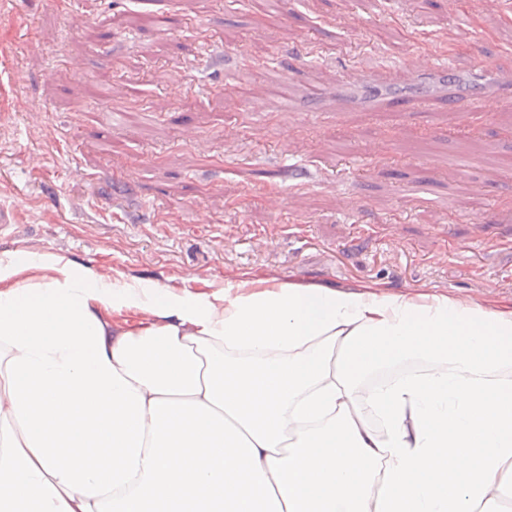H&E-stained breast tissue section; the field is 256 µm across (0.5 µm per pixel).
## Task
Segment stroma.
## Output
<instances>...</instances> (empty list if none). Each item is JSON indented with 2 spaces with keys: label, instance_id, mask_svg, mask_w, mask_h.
I'll return each instance as SVG.
<instances>
[{
  "label": "stroma",
  "instance_id": "obj_1",
  "mask_svg": "<svg viewBox=\"0 0 512 512\" xmlns=\"http://www.w3.org/2000/svg\"><path fill=\"white\" fill-rule=\"evenodd\" d=\"M289 9L0 0V261L59 256L127 287L211 293L249 273L511 308L512 108L374 112L348 78L477 40L487 68L512 62V0ZM273 69L320 89L315 113L280 110Z\"/></svg>",
  "mask_w": 512,
  "mask_h": 512
}]
</instances>
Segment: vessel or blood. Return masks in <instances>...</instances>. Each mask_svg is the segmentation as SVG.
Instances as JSON below:
<instances>
[{
  "instance_id": "obj_1",
  "label": "vessel or blood",
  "mask_w": 512,
  "mask_h": 512,
  "mask_svg": "<svg viewBox=\"0 0 512 512\" xmlns=\"http://www.w3.org/2000/svg\"><path fill=\"white\" fill-rule=\"evenodd\" d=\"M455 70L454 56L450 53L417 55L399 64H380L359 70L353 82L386 89V97L374 104L377 112H429L435 105L432 96L421 91L423 80L445 78ZM448 107L459 112H491L497 107L512 104V66L497 70L494 92L454 90L447 94Z\"/></svg>"
}]
</instances>
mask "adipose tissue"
<instances>
[{
  "label": "adipose tissue",
  "instance_id": "1",
  "mask_svg": "<svg viewBox=\"0 0 512 512\" xmlns=\"http://www.w3.org/2000/svg\"><path fill=\"white\" fill-rule=\"evenodd\" d=\"M507 481L512 309L0 264V512H493Z\"/></svg>",
  "mask_w": 512,
  "mask_h": 512
}]
</instances>
